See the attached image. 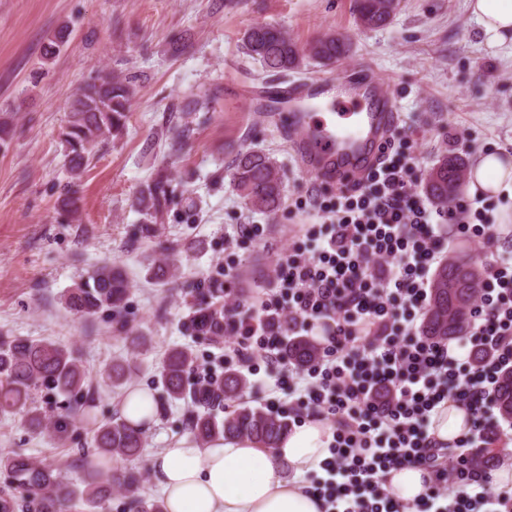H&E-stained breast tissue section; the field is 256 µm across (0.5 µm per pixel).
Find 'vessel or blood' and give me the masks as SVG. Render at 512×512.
Segmentation results:
<instances>
[{
	"mask_svg": "<svg viewBox=\"0 0 512 512\" xmlns=\"http://www.w3.org/2000/svg\"><path fill=\"white\" fill-rule=\"evenodd\" d=\"M245 95L252 111L284 113L303 170L336 186L357 180L374 162L398 117L387 88L365 71L252 87Z\"/></svg>",
	"mask_w": 512,
	"mask_h": 512,
	"instance_id": "1",
	"label": "vessel or blood"
}]
</instances>
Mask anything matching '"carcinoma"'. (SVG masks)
Instances as JSON below:
<instances>
[{"mask_svg": "<svg viewBox=\"0 0 512 512\" xmlns=\"http://www.w3.org/2000/svg\"><path fill=\"white\" fill-rule=\"evenodd\" d=\"M399 0H356L357 23L364 28L385 25L396 13ZM246 55L271 71L286 73L312 63H332L349 52V45L332 33L301 49L282 30L270 23H258L243 36ZM133 94L131 81L103 72L82 85L68 105V121L62 132L68 150L71 186L88 165L91 147L103 137H120L126 129ZM230 181L246 205L258 211L274 212L283 203L286 185L282 168L261 150L236 157ZM466 179L464 163L445 158L428 172L424 181L427 196L445 206L461 192ZM179 195L168 175L159 173L136 197L137 212L143 217L141 233L154 232L158 215L176 203ZM179 265L172 261L148 268L152 278L164 282L177 276ZM484 277L478 259L450 256L439 266L430 282L429 304L422 320L421 333L433 339H451L467 333L471 322L474 288ZM130 284L124 270L104 264L75 283L64 294V304L75 316L90 320L100 312L120 318L126 307ZM209 308L196 311L184 323L185 330L210 342L220 339L210 320ZM318 347L306 336L288 340V356L302 365L316 357ZM188 346L169 349L160 370V382L167 399L188 400L194 410L190 430L195 441L207 445L222 438L249 437L266 448H276L288 431V421L261 406L243 404L225 416L224 401L241 396L250 386L246 376L229 370L210 384L191 383L187 372L193 362ZM138 365L117 360L104 366L101 382L111 389L124 386ZM68 399L55 418L44 405L52 397ZM498 417L512 424V369L502 372L495 390ZM0 415H19L35 433H50L60 445L72 440L73 420H79L92 434V447L82 448L73 466L83 472L74 484L63 480L57 470L31 458L15 454L0 456V512H108L116 489L123 491L125 512H165L161 500L142 494V474L134 468L118 471L111 463L136 455L143 444L141 429L122 417L100 420L94 398L90 396L87 374L74 352L49 339L0 334ZM497 440L472 451L470 464L486 469L501 449Z\"/></svg>", "mask_w": 512, "mask_h": 512, "instance_id": "carcinoma-1", "label": "carcinoma"}]
</instances>
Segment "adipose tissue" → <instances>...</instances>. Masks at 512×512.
<instances>
[{
  "instance_id": "obj_1",
  "label": "adipose tissue",
  "mask_w": 512,
  "mask_h": 512,
  "mask_svg": "<svg viewBox=\"0 0 512 512\" xmlns=\"http://www.w3.org/2000/svg\"><path fill=\"white\" fill-rule=\"evenodd\" d=\"M485 33L498 44L512 38V0H468ZM472 185L490 195L512 196V162L489 152L472 171ZM467 413L452 401L432 413L429 432L449 442L467 431ZM331 430L306 420L268 449L247 438L222 439L203 446L182 439L160 449L152 461L155 483L167 512H323L306 494L298 477H286L285 466L300 473L318 469L329 457Z\"/></svg>"
}]
</instances>
